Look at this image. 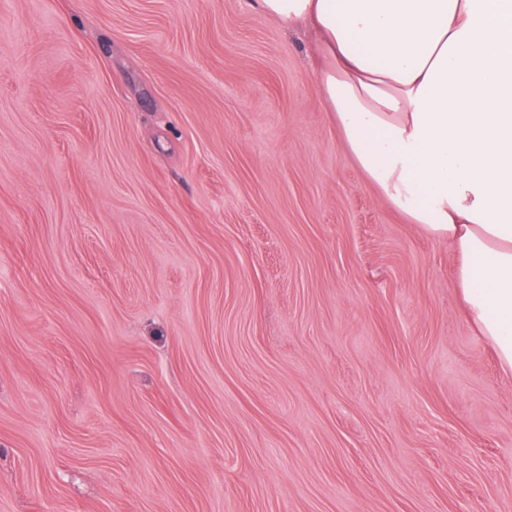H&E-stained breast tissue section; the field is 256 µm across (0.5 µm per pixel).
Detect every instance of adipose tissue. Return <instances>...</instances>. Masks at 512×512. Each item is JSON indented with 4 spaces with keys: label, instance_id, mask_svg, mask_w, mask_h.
I'll return each mask as SVG.
<instances>
[{
    "label": "adipose tissue",
    "instance_id": "ef3b65f1",
    "mask_svg": "<svg viewBox=\"0 0 512 512\" xmlns=\"http://www.w3.org/2000/svg\"><path fill=\"white\" fill-rule=\"evenodd\" d=\"M313 29L319 90L351 157L448 240L466 314L512 374V0H254Z\"/></svg>",
    "mask_w": 512,
    "mask_h": 512
}]
</instances>
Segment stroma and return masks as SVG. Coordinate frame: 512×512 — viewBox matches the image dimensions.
<instances>
[{
  "mask_svg": "<svg viewBox=\"0 0 512 512\" xmlns=\"http://www.w3.org/2000/svg\"><path fill=\"white\" fill-rule=\"evenodd\" d=\"M309 42L0 0V512H512V377Z\"/></svg>",
  "mask_w": 512,
  "mask_h": 512,
  "instance_id": "stroma-1",
  "label": "stroma"
}]
</instances>
